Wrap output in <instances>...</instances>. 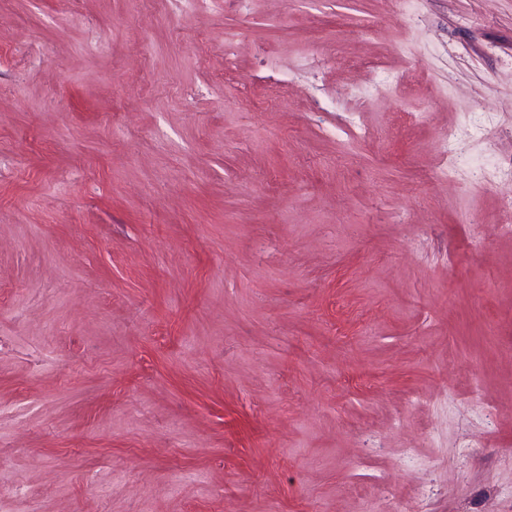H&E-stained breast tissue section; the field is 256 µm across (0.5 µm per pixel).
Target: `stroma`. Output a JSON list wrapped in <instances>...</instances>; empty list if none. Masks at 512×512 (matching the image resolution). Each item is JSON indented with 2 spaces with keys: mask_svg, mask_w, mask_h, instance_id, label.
<instances>
[{
  "mask_svg": "<svg viewBox=\"0 0 512 512\" xmlns=\"http://www.w3.org/2000/svg\"><path fill=\"white\" fill-rule=\"evenodd\" d=\"M512 0H0V512H512Z\"/></svg>",
  "mask_w": 512,
  "mask_h": 512,
  "instance_id": "obj_1",
  "label": "stroma"
}]
</instances>
